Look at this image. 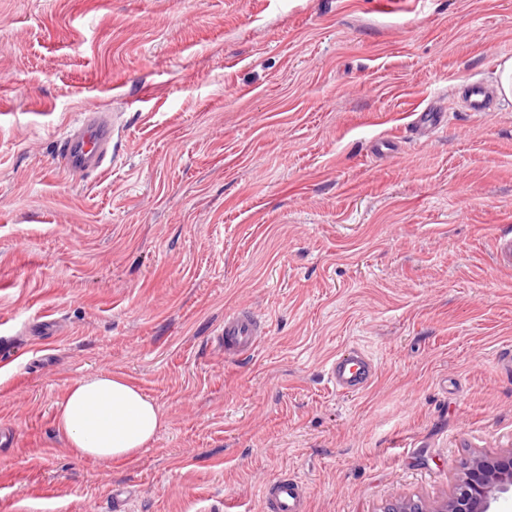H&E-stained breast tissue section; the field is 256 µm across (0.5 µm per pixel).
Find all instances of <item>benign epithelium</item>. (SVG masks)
Returning a JSON list of instances; mask_svg holds the SVG:
<instances>
[{
	"instance_id": "7a95c632",
	"label": "benign epithelium",
	"mask_w": 512,
	"mask_h": 512,
	"mask_svg": "<svg viewBox=\"0 0 512 512\" xmlns=\"http://www.w3.org/2000/svg\"><path fill=\"white\" fill-rule=\"evenodd\" d=\"M512 500V450L502 457L476 456L462 465L449 495L439 501L404 498L385 512H493L492 504Z\"/></svg>"
}]
</instances>
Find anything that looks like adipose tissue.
<instances>
[{"instance_id":"adipose-tissue-1","label":"adipose tissue","mask_w":512,"mask_h":512,"mask_svg":"<svg viewBox=\"0 0 512 512\" xmlns=\"http://www.w3.org/2000/svg\"><path fill=\"white\" fill-rule=\"evenodd\" d=\"M164 424L155 402L125 377L91 374L73 380L57 403L54 425L75 457L127 462Z\"/></svg>"}]
</instances>
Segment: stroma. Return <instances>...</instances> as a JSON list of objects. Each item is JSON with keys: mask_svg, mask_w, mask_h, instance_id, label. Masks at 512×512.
Masks as SVG:
<instances>
[{"mask_svg": "<svg viewBox=\"0 0 512 512\" xmlns=\"http://www.w3.org/2000/svg\"><path fill=\"white\" fill-rule=\"evenodd\" d=\"M512 0H0V512H308L440 499L512 448ZM448 125L423 141L414 108ZM114 114L112 160L61 134ZM264 335L225 354L224 316ZM365 351L357 394L328 360ZM120 374L164 425L72 457L69 383ZM465 95L469 112H488L491 110L492 99L483 83L473 81L466 84ZM115 131V120L108 113L96 108L82 113L78 125L64 132L57 144V157L64 171L82 176L101 169L107 155L112 154ZM272 512H304L301 483L296 478L285 477L266 491Z\"/></svg>", "mask_w": 512, "mask_h": 512, "instance_id": "1", "label": "stroma"}]
</instances>
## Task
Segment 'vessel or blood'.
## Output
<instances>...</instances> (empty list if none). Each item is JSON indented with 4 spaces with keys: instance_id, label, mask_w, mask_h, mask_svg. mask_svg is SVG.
<instances>
[{
    "instance_id": "vessel-or-blood-1",
    "label": "vessel or blood",
    "mask_w": 512,
    "mask_h": 512,
    "mask_svg": "<svg viewBox=\"0 0 512 512\" xmlns=\"http://www.w3.org/2000/svg\"><path fill=\"white\" fill-rule=\"evenodd\" d=\"M468 109L472 112H487L492 99L485 85L473 81L465 86ZM444 122L442 110L435 106L415 109L411 128L420 139H432ZM116 123L109 114L91 109L83 113L78 125L67 130L57 144V157L65 172L83 175L101 169L112 150ZM259 330L254 317L245 311L235 310L224 316V327L220 342L225 353L244 354L258 345ZM376 373L375 365L357 352L336 357L327 375L342 393H357L364 390ZM271 512H304L302 486L297 479L283 478L275 482L266 492Z\"/></svg>"
}]
</instances>
